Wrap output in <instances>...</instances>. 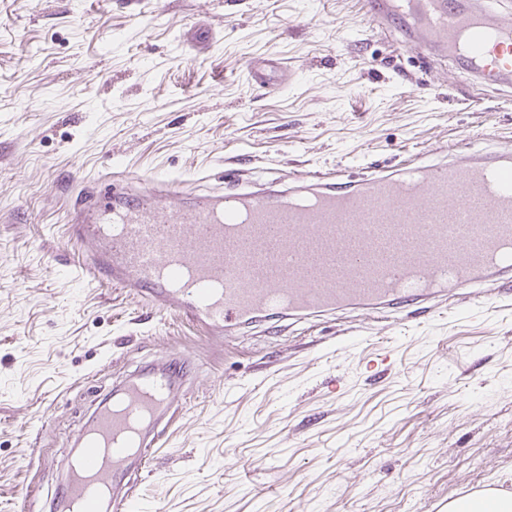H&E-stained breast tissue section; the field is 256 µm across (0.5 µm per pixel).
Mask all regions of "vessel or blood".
I'll use <instances>...</instances> for the list:
<instances>
[{"instance_id":"b4317fda","label":"vessel or blood","mask_w":512,"mask_h":512,"mask_svg":"<svg viewBox=\"0 0 512 512\" xmlns=\"http://www.w3.org/2000/svg\"><path fill=\"white\" fill-rule=\"evenodd\" d=\"M369 32L421 64L445 65L512 95L505 0H360ZM416 153L351 175L343 167L199 193L193 181L119 169L72 185L68 240L80 275L122 288L211 336L266 318L280 329L338 311L421 321L460 301L512 302V146ZM185 378L169 353L114 390L78 433L56 512H133L178 412Z\"/></svg>"}]
</instances>
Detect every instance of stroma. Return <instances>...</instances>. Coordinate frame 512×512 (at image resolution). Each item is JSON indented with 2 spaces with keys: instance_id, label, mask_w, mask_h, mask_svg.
Instances as JSON below:
<instances>
[{
  "instance_id": "35a3bbf8",
  "label": "stroma",
  "mask_w": 512,
  "mask_h": 512,
  "mask_svg": "<svg viewBox=\"0 0 512 512\" xmlns=\"http://www.w3.org/2000/svg\"><path fill=\"white\" fill-rule=\"evenodd\" d=\"M475 129L512 139V101L422 71L357 0H0V512L26 488L52 501L82 421L169 351L194 378L140 512H445L512 493V306L222 340L77 278L65 236L66 184L111 165L209 189L228 159L360 173ZM512 494L497 489L477 491L448 502V512H511Z\"/></svg>"
}]
</instances>
